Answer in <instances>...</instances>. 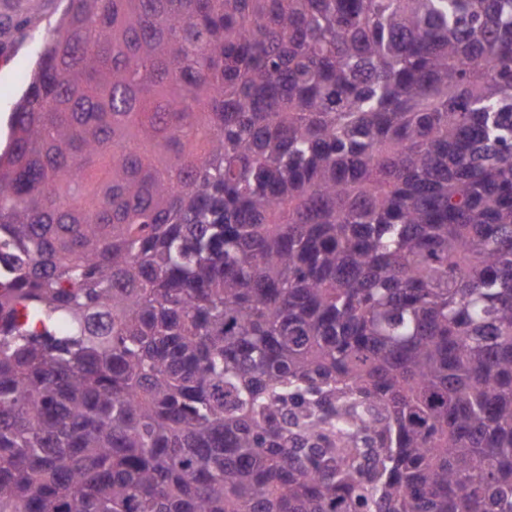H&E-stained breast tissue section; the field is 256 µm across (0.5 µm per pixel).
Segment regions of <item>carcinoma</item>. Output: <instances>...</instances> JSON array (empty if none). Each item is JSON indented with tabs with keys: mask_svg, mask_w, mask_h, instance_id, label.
<instances>
[{
	"mask_svg": "<svg viewBox=\"0 0 512 512\" xmlns=\"http://www.w3.org/2000/svg\"><path fill=\"white\" fill-rule=\"evenodd\" d=\"M0 151V512H512V0H69Z\"/></svg>",
	"mask_w": 512,
	"mask_h": 512,
	"instance_id": "carcinoma-1",
	"label": "carcinoma"
}]
</instances>
